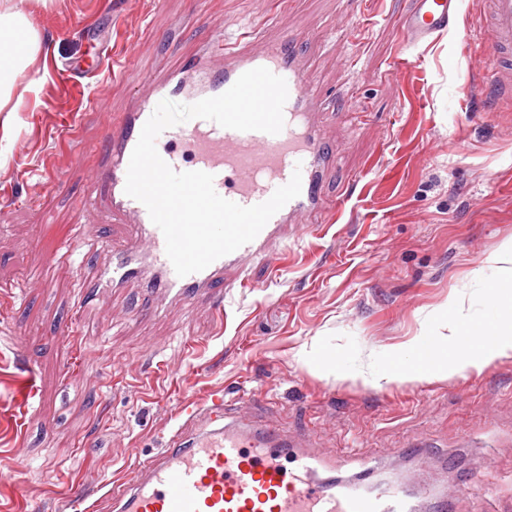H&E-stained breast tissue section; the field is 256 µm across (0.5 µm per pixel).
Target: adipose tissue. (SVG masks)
<instances>
[{"label":"adipose tissue","instance_id":"obj_1","mask_svg":"<svg viewBox=\"0 0 512 512\" xmlns=\"http://www.w3.org/2000/svg\"><path fill=\"white\" fill-rule=\"evenodd\" d=\"M41 51L40 34L30 16L15 0H0V111L19 110L23 99L15 94L17 82ZM491 262L496 277L486 291L491 301L488 314L477 319L454 314L438 343L417 340L407 346L401 355L405 370L386 371V381L408 382L439 372L461 375L512 354V241Z\"/></svg>","mask_w":512,"mask_h":512}]
</instances>
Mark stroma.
Wrapping results in <instances>:
<instances>
[{
	"label": "stroma",
	"instance_id": "obj_1",
	"mask_svg": "<svg viewBox=\"0 0 512 512\" xmlns=\"http://www.w3.org/2000/svg\"><path fill=\"white\" fill-rule=\"evenodd\" d=\"M410 2L18 0L43 52L19 81L22 111L0 112V512H70L75 485L102 502L180 426L178 396L217 392L231 409L254 394L256 421L335 458L323 478L443 493L447 512H512V356L448 378H359L433 340L454 298L486 311L478 284L512 239V112L473 109L490 64L481 6L460 0L455 24L414 47L398 32ZM243 23L256 51L304 34L336 148L323 192L343 213L240 262L223 314L143 310L134 284L84 307L73 265L55 256L76 217L99 221L82 206L104 126ZM107 50L126 77L61 92L60 67Z\"/></svg>",
	"mask_w": 512,
	"mask_h": 512
}]
</instances>
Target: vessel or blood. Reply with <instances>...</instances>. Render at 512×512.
<instances>
[{
  "label": "vessel or blood",
  "instance_id": "b4317fda",
  "mask_svg": "<svg viewBox=\"0 0 512 512\" xmlns=\"http://www.w3.org/2000/svg\"><path fill=\"white\" fill-rule=\"evenodd\" d=\"M482 5L490 55L485 81L500 97L511 98L512 0H482ZM457 15L458 0H415L400 20L401 40L409 45L429 41ZM252 38L245 28L221 36L223 64H216L210 52L188 61L155 81L119 121L108 124L85 204L95 206L99 188H106L113 213L129 224L131 243L115 249L104 225H77L61 259L71 260L91 243L109 257L102 265L78 263L81 287L118 288L135 280L146 309L188 307L205 298L218 310L229 270L242 260L266 256L269 243L283 237L288 225L303 219L313 223L341 210V203H328L323 194L335 148L322 132L319 95L307 84L299 49L302 35L288 34L262 53L248 49ZM257 67L287 83L280 133L237 131L194 119L163 131L156 148L175 171L212 174L216 192L242 206L265 202L296 172L302 178L301 193L275 213L254 240L200 272L177 276L163 233L146 207L125 192L131 153L161 100L192 104L220 95ZM175 413L185 417L186 429L176 432L157 455L137 460L128 478L112 489V512H407L406 500L395 488L374 495L357 482L341 488L320 478L319 459L306 451L304 440L228 414L223 398L207 403L185 400Z\"/></svg>",
  "mask_w": 512,
  "mask_h": 512
}]
</instances>
